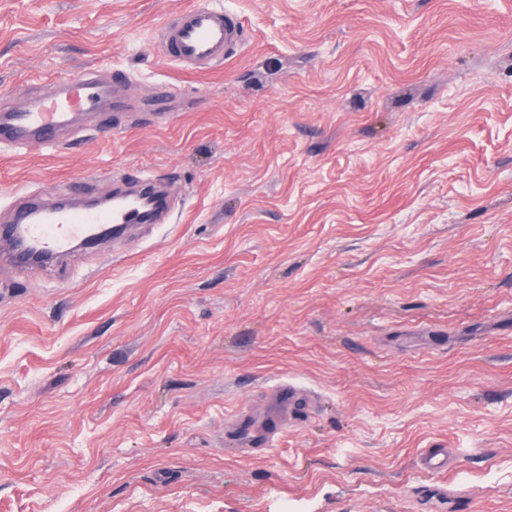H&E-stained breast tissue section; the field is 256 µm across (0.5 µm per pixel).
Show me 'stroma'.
I'll use <instances>...</instances> for the list:
<instances>
[{
	"instance_id": "1",
	"label": "stroma",
	"mask_w": 512,
	"mask_h": 512,
	"mask_svg": "<svg viewBox=\"0 0 512 512\" xmlns=\"http://www.w3.org/2000/svg\"><path fill=\"white\" fill-rule=\"evenodd\" d=\"M194 2L0 0L1 102L126 80L73 148H0V225L171 202L0 264V512H512V0H222L207 72L158 45ZM282 382L280 439L228 450ZM421 464L432 474L442 476L448 471V453L444 448H428L422 454Z\"/></svg>"
}]
</instances>
